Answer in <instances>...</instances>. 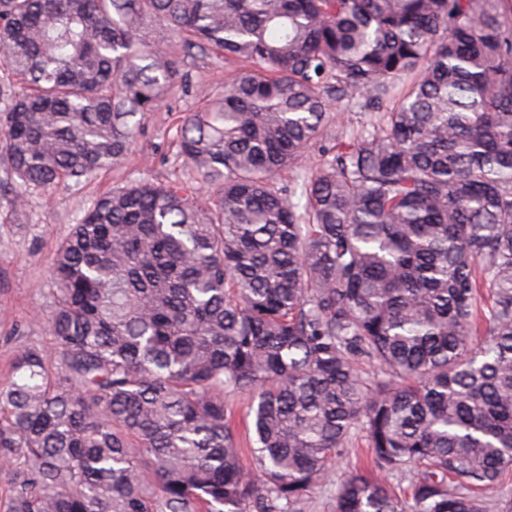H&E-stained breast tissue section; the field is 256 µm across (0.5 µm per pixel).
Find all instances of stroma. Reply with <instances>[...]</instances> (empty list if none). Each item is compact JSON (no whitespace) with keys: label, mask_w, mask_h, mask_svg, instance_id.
<instances>
[{"label":"stroma","mask_w":512,"mask_h":512,"mask_svg":"<svg viewBox=\"0 0 512 512\" xmlns=\"http://www.w3.org/2000/svg\"><path fill=\"white\" fill-rule=\"evenodd\" d=\"M199 106L192 92L175 88L148 116L132 154L83 189L60 187L50 196L32 197L19 213L11 206V193L0 191V386L9 383L11 362L19 348L36 345L49 352L54 349L46 323L53 302L50 261L89 198L107 191L120 176L171 175L178 151L176 126L182 116ZM328 113L326 134L306 149L298 167L283 173L282 186L301 182L325 160L326 149L335 141L353 142L374 120L372 113L342 103L330 106ZM351 463L370 468L371 450L364 440H356L345 460L314 489L306 512H332L341 475Z\"/></svg>","instance_id":"obj_1"}]
</instances>
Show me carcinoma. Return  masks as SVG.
I'll return each instance as SVG.
<instances>
[{
	"label": "carcinoma",
	"mask_w": 512,
	"mask_h": 512,
	"mask_svg": "<svg viewBox=\"0 0 512 512\" xmlns=\"http://www.w3.org/2000/svg\"><path fill=\"white\" fill-rule=\"evenodd\" d=\"M198 54L245 70L197 91L180 174L114 185L54 254L59 354L22 347L0 388L8 512H303L358 436L374 470L344 471L334 512H489L512 470V0H0L15 206L119 164ZM359 100L378 123L280 186ZM227 413H230L237 432L238 448H241V463L244 468L252 469L253 461L249 453L248 435L252 436L249 412V397L246 394L230 395L225 398ZM250 429V431H249Z\"/></svg>",
	"instance_id": "obj_1"
}]
</instances>
